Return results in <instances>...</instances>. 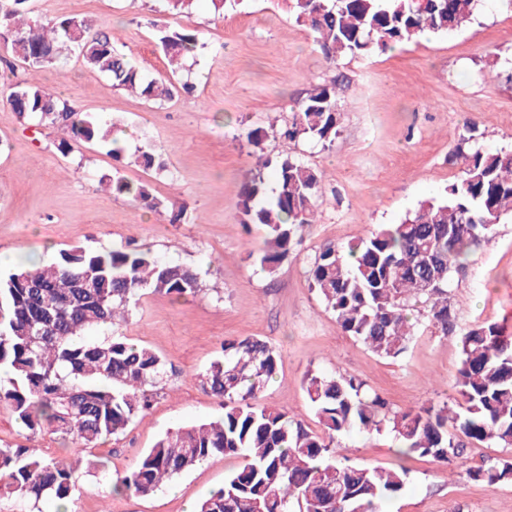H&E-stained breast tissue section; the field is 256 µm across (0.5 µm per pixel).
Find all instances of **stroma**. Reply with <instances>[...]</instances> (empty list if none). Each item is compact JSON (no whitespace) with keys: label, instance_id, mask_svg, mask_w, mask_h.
I'll return each mask as SVG.
<instances>
[{"label":"stroma","instance_id":"35a3bbf8","mask_svg":"<svg viewBox=\"0 0 512 512\" xmlns=\"http://www.w3.org/2000/svg\"><path fill=\"white\" fill-rule=\"evenodd\" d=\"M30 6L47 19H96L153 77L168 72L155 44L156 24L199 30L204 43L186 61L195 92L161 105L115 89L74 56L61 72L0 62V82L55 88L76 110L112 118L126 132L121 160L104 144L65 155L56 148V128L0 102V274L75 246L130 244L202 272L196 297L145 294L119 325L120 333L158 352L168 367L167 385L147 414L96 448H73L48 434L35 439L46 456L104 462V470L82 472L75 512H191L223 485L239 458H210L149 497L112 492L113 479L130 471L161 434L223 413L220 401L201 389L199 375L230 339L254 337L276 347L279 374L262 401L316 432L321 426L303 387L310 369L356 375L396 410L444 402L456 407L455 339L426 332L402 356L378 357L341 331L311 290L306 270L323 244L347 245L379 225L400 222L420 202L441 198L461 171L451 151L466 119H477L483 149L512 147V8L485 0L461 30L368 58L347 56L332 66L313 50L286 0H241L220 15L209 0H197L181 17L166 12L165 0H31ZM335 78L343 86L333 147L271 136L314 85ZM256 128L266 132L257 147L246 138ZM147 145L159 166L136 163L138 149ZM288 153L321 170L325 187L316 223L270 275L257 259L263 232L244 227L237 202L259 157ZM115 173L145 185L166 212L100 187L102 175ZM177 209L184 212L181 222L169 223V211ZM452 294L459 329L477 321L506 323L512 314V220L498 224L491 242L455 275ZM396 446L384 431L341 436L336 449L357 464L407 469L404 492L383 503L384 512H512V483L490 486L465 474L466 465L502 457L504 449L471 444L466 464L450 470L429 457L399 458Z\"/></svg>","mask_w":512,"mask_h":512}]
</instances>
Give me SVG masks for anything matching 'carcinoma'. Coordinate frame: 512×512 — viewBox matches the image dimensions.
<instances>
[{
  "label": "carcinoma",
  "instance_id": "carcinoma-1",
  "mask_svg": "<svg viewBox=\"0 0 512 512\" xmlns=\"http://www.w3.org/2000/svg\"><path fill=\"white\" fill-rule=\"evenodd\" d=\"M30 0H0V48L32 70L57 68L73 53L112 85L149 99L167 101L194 90L189 81L163 82L135 67L93 20L31 16ZM482 0H290L296 21L311 34L326 62L343 56L370 57L422 35L448 33L468 22ZM156 44L180 66L203 46L197 31L180 25L155 29ZM0 100L18 114L57 127L58 149L112 140L116 123L79 112L50 89L10 84ZM338 81L314 86L276 135L323 149L340 133ZM453 150L461 174L445 197L422 203L397 224H384L346 247L326 243L308 266L311 288L344 333L382 358H397L411 339L431 331L456 338L460 366L456 412L442 404L393 410L354 375L304 376L308 401L322 425L316 433L288 413L260 403L279 372L280 354L269 342L245 337L224 342L223 356L200 375L203 390L224 402L217 421L166 432L144 451L135 467L117 479L115 494L148 497L166 483L216 455L243 464L224 486L203 499L196 512H378L406 488L405 468L352 464L336 455L337 438L352 432H393L399 453L428 456L443 466L461 462L471 442L512 448V336L495 322L457 331L450 285L469 257L512 218V147L486 151L478 145V123H464ZM273 167L270 189L264 170ZM99 184L150 210L164 208L142 184L105 174ZM324 174L286 154L263 161L245 177L238 208L241 222L263 227L261 264L271 273L293 254L314 223ZM174 300L200 292L189 266L166 262L150 250L73 247L47 264L21 266L0 277V403L35 437L43 432L76 448L119 435L145 414L162 389L164 359L151 348L114 335L90 333L115 325L147 292ZM453 432H448V427ZM472 481L512 482V458L466 470ZM78 472L63 459L18 445L0 448V494L14 512H70Z\"/></svg>",
  "mask_w": 512,
  "mask_h": 512
}]
</instances>
